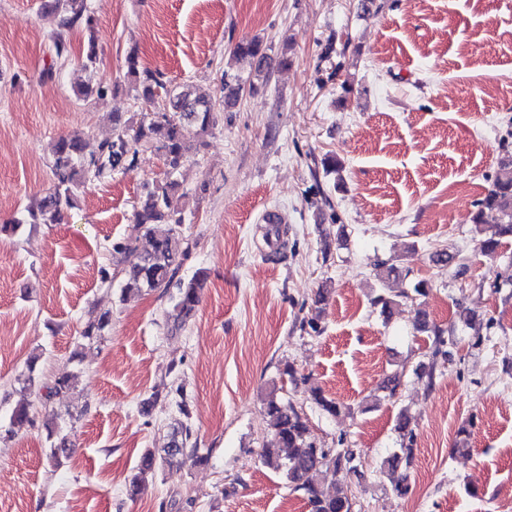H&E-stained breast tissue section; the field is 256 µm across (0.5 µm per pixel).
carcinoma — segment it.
<instances>
[{
  "mask_svg": "<svg viewBox=\"0 0 512 512\" xmlns=\"http://www.w3.org/2000/svg\"><path fill=\"white\" fill-rule=\"evenodd\" d=\"M43 9L60 14L59 30L52 36V45L57 59L69 58V41L65 32L80 27L87 37V50L84 67L97 62L93 29L94 18L87 8V0H41ZM234 56L247 60L261 68L270 59L262 41L252 39L242 41L234 48ZM126 77L136 97L145 104L162 102L163 110L154 112L149 120L137 126L121 121V116L112 115V137L101 141L92 151H85L80 136H62L52 142L49 153L52 158V173L55 189L38 203L26 208V215L12 218L0 225V233H15L24 224H59L67 212L76 207L78 198L86 184L119 170L135 167L142 147L154 148L161 152L167 167L166 179L144 187L140 206L134 215L135 234L112 244L117 251L134 252L138 262L125 274L123 290L126 293H141L157 288L175 287L171 296L174 322L185 324L195 313L200 303L204 279L197 272L188 279L173 281L181 267V260L187 254L182 247L177 227L185 223L189 193L183 189L178 179L193 146L183 137L181 120L187 119L205 134L214 125L215 103L205 96H197L188 85H170L159 72L140 68L138 57L131 54L127 58ZM475 232L480 234L484 227L494 229L493 236L480 241L481 250L492 256L503 238L512 239V153L504 150L498 161L494 179L486 194L478 201L477 210L471 217ZM171 224L173 228L164 236L153 233L151 225ZM410 299L408 292L392 295L380 291L373 298V305L380 308L385 318L394 314L401 302ZM421 332L433 336L432 361L428 366V378H433L437 358L446 356L444 330L421 317L416 324ZM71 378L62 377L50 386L35 388L34 380H29L28 388L35 398L42 402L46 420L52 421L57 414L48 408L52 397L69 389ZM312 399L322 411L334 416L342 405L325 398L321 391H312ZM268 439L261 448V462L280 473L295 491L303 492L307 512H351V503L343 491L329 496L321 489L320 478L323 471L330 469L334 475L347 476L357 472L355 457L351 452H336L318 448L307 441V423L290 400L278 396L271 390L265 398ZM33 401L23 399L13 408L10 415L12 424L22 425L31 421L30 411ZM395 431L403 444L401 453H394L382 463V473L387 475L392 490L399 495L407 491V475L400 472L402 464H410L414 430L412 419L404 411L400 412ZM200 448L190 425L180 424L173 432L168 452L182 454L196 459ZM335 455L332 461L327 460ZM157 458L148 451L141 457L138 473L132 480V490H137L147 476L155 473Z\"/></svg>",
  "mask_w": 512,
  "mask_h": 512,
  "instance_id": "obj_1",
  "label": "carcinoma"
}]
</instances>
